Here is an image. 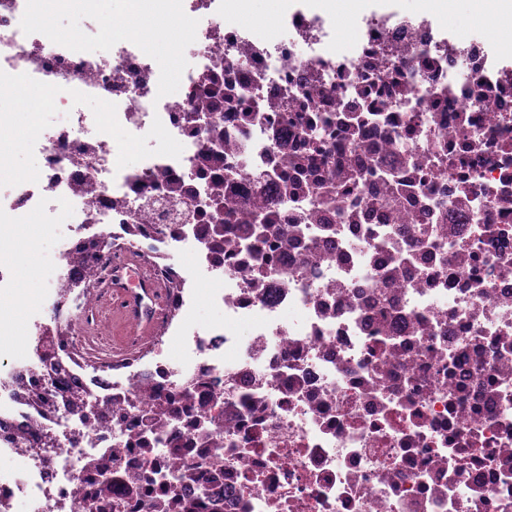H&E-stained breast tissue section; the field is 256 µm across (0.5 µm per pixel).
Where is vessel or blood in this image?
I'll use <instances>...</instances> for the list:
<instances>
[{"label": "vessel or blood", "mask_w": 512, "mask_h": 512, "mask_svg": "<svg viewBox=\"0 0 512 512\" xmlns=\"http://www.w3.org/2000/svg\"><path fill=\"white\" fill-rule=\"evenodd\" d=\"M111 288L112 303L107 317L113 329L112 356L121 359L132 353L126 342L129 334L145 338L152 335L161 312L162 290L136 258L114 267Z\"/></svg>", "instance_id": "vessel-or-blood-1"}]
</instances>
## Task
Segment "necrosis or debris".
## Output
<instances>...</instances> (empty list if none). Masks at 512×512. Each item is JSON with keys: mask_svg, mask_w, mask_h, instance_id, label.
<instances>
[{"mask_svg": "<svg viewBox=\"0 0 512 512\" xmlns=\"http://www.w3.org/2000/svg\"><path fill=\"white\" fill-rule=\"evenodd\" d=\"M44 2L0 0V139L17 115L54 116L36 178L0 152V251L4 225L50 198L62 252L114 226L100 268L130 254L158 283L179 276L181 320L161 330L187 354L127 374L88 363L108 290L70 266L49 304L73 325L58 372L27 341L46 323L23 337L0 309V512H512V61L420 14L363 15L340 51L311 0L274 43L239 24L247 0H137L183 33L191 63L173 81L116 39L104 0H82L96 51L82 27L51 36ZM314 115L333 163L410 159L406 205L369 208L386 184L368 175L338 201L358 223L316 211L333 164L289 167ZM121 131L178 149L121 158ZM228 185L240 221L278 216L266 264L234 233L222 252L207 243ZM202 304L217 319L198 322ZM167 396L179 412L158 417Z\"/></svg>", "mask_w": 512, "mask_h": 512, "instance_id": "1", "label": "necrosis or debris"}]
</instances>
